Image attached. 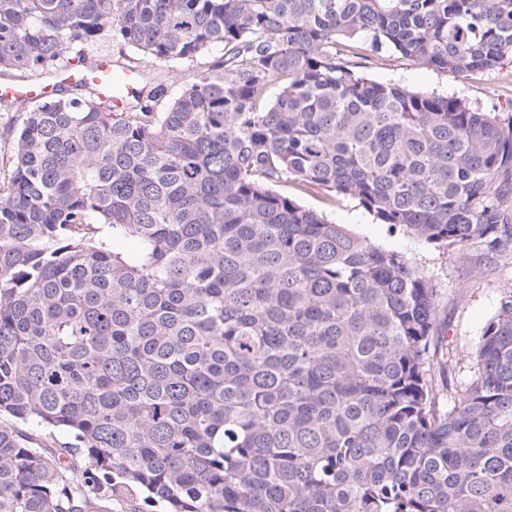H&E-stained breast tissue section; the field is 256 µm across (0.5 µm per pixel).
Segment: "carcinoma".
Instances as JSON below:
<instances>
[{"mask_svg": "<svg viewBox=\"0 0 512 512\" xmlns=\"http://www.w3.org/2000/svg\"><path fill=\"white\" fill-rule=\"evenodd\" d=\"M106 40L0 98V512H512V289L458 389L423 268L296 199L512 256V118L344 63L492 70L512 0H0V79ZM86 53L89 56H93L94 58L99 57L97 70L99 72V77L96 78V82L104 87L108 86L109 76L112 72L111 60L115 61L120 56L129 54V51L123 49L117 44H113L112 42H97L90 44L85 49ZM106 55V56H103ZM111 57H109V56ZM102 56V57H100ZM40 82H25L32 85L17 84L12 82H0V96L14 97L18 103L24 104L31 99L39 98L47 93L49 85H40ZM36 85V86H33Z\"/></svg>", "mask_w": 512, "mask_h": 512, "instance_id": "1", "label": "carcinoma"}]
</instances>
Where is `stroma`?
I'll list each match as a JSON object with an SVG mask.
<instances>
[{"label": "stroma", "mask_w": 512, "mask_h": 512, "mask_svg": "<svg viewBox=\"0 0 512 512\" xmlns=\"http://www.w3.org/2000/svg\"><path fill=\"white\" fill-rule=\"evenodd\" d=\"M347 61L354 71L372 80L454 96L483 112L502 114L512 108V61L468 74L438 70L398 55L381 56L366 48L349 55ZM300 202L425 269L439 291L437 323L446 336L449 353L457 359L448 378L451 384L463 386L470 376L468 354L496 310L502 290L512 288V256L490 258L475 244L448 247L425 243L405 228L379 223L348 197H337L331 203L304 196Z\"/></svg>", "instance_id": "1"}]
</instances>
